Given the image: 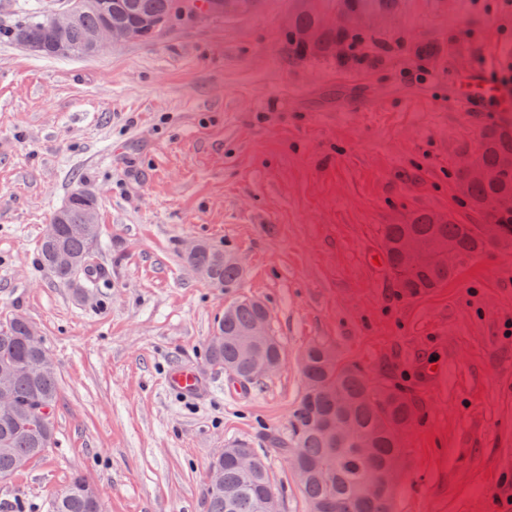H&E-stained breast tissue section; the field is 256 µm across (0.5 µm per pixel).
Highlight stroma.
<instances>
[{"mask_svg": "<svg viewBox=\"0 0 512 512\" xmlns=\"http://www.w3.org/2000/svg\"><path fill=\"white\" fill-rule=\"evenodd\" d=\"M290 7L184 18L92 59L0 42V322L37 326L61 384L55 447L0 482V512H49L77 473L105 512H204L210 465L234 440L267 452L281 512H307L268 438L288 436L313 345L418 402L393 512H504L512 252L462 259L416 298L377 258L385 225L419 212L484 223L458 166L512 109L465 111L454 92L459 71L512 65V0H401L372 68L288 58ZM80 190L102 231L98 286L78 298L39 266L38 244ZM191 240L237 253L240 293L271 311L287 356L260 385L233 389L205 361L229 296L184 262ZM428 360L444 379L426 378ZM178 368L208 393L169 389Z\"/></svg>", "mask_w": 512, "mask_h": 512, "instance_id": "obj_1", "label": "stroma"}]
</instances>
